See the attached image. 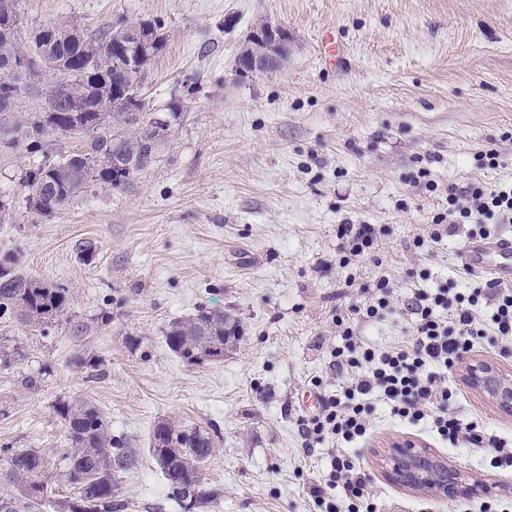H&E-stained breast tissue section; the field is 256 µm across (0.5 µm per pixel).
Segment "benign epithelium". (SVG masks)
Here are the masks:
<instances>
[{
  "label": "benign epithelium",
  "instance_id": "7a95c632",
  "mask_svg": "<svg viewBox=\"0 0 512 512\" xmlns=\"http://www.w3.org/2000/svg\"><path fill=\"white\" fill-rule=\"evenodd\" d=\"M282 29L269 21L257 23L241 45L234 64L235 75L244 71L249 74H265L273 69L265 66L284 49ZM468 378L478 389L496 403L512 404V380L502 376L495 368L486 364H472ZM387 476L408 488L433 495H445L454 488L461 492L468 489L467 479L433 458L430 450L411 442L405 447L389 449L385 459Z\"/></svg>",
  "mask_w": 512,
  "mask_h": 512
}]
</instances>
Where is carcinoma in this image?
<instances>
[{
    "mask_svg": "<svg viewBox=\"0 0 512 512\" xmlns=\"http://www.w3.org/2000/svg\"><path fill=\"white\" fill-rule=\"evenodd\" d=\"M144 25L152 41L133 67L120 70L115 62L137 48L121 26L91 30L63 21L35 28L24 22L18 0H0V155L39 154L18 178L27 209L51 216L89 188L120 189L159 161L184 113L175 104L151 111L140 98L144 68L164 48L158 25ZM70 141L74 146L63 149ZM68 308L66 289L28 277L18 253L0 254V319L15 318L36 332L64 316L80 336L88 326L67 317ZM166 343L189 364L196 355L224 356V310L202 309L172 323ZM57 413L68 445L62 476L75 496L52 500L55 477L42 451L2 444L4 479L16 493L0 495V512L42 501L55 502L56 512H125L115 475L133 465L136 450L112 437L87 401L61 400ZM217 437L170 420L155 426L151 455L179 506L192 500L197 508L209 499L201 464L213 456Z\"/></svg>",
    "mask_w": 512,
    "mask_h": 512,
    "instance_id": "carcinoma-1",
    "label": "carcinoma"
}]
</instances>
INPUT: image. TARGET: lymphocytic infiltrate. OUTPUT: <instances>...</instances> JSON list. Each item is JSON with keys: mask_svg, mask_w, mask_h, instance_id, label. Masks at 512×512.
Wrapping results in <instances>:
<instances>
[{"mask_svg": "<svg viewBox=\"0 0 512 512\" xmlns=\"http://www.w3.org/2000/svg\"><path fill=\"white\" fill-rule=\"evenodd\" d=\"M445 194L447 209L433 216L427 237L416 238L415 247L439 242L460 226L470 236L494 239L499 225L512 223V186L452 183ZM392 312L390 279L382 275L367 301L337 315L342 343L331 351L329 366L344 378L341 393L297 419L305 447L333 445L331 469L311 490L317 512H377L376 496L351 450L366 438L380 407L400 421L429 423L450 446L463 441L487 449L491 467L512 469V440L490 431L481 418L462 420L458 388L448 381L449 370L475 346L512 347V286L484 274L455 294L420 289L402 309L412 324L410 336L383 349L358 336L360 324Z\"/></svg>", "mask_w": 512, "mask_h": 512, "instance_id": "lymphocytic-infiltrate-1", "label": "lymphocytic infiltrate"}]
</instances>
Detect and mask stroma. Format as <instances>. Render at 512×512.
I'll use <instances>...</instances> for the list:
<instances>
[{"label":"stroma","instance_id":"stroma-1","mask_svg":"<svg viewBox=\"0 0 512 512\" xmlns=\"http://www.w3.org/2000/svg\"><path fill=\"white\" fill-rule=\"evenodd\" d=\"M31 25L74 20L158 22L166 47L146 67L149 108L180 102L186 114L149 172L121 190L91 188L44 218L29 212L15 179L26 153L0 157V194L16 215L0 223V253L20 254L33 279L69 288V314L45 333L0 321V346L22 361L0 367V444L39 448L53 471L67 444L54 404L83 399L113 436L136 448L118 473L129 512H181L149 452L154 426L175 420L217 429L202 469L214 495L197 512H314L311 487L330 466L325 445L305 452L296 419L310 381L339 392L329 369L340 344L337 310L363 301L379 270L394 297L419 288L464 285L465 230L415 249L433 215L446 209L441 186L512 183V0H20ZM269 20L288 33L279 71L236 78L235 55L250 29ZM336 59L318 51L325 31ZM498 149L505 164L483 167ZM438 191L413 184L419 169ZM343 224H372V256L341 267ZM97 241L81 260L75 244ZM355 287L344 285L347 274ZM223 309L232 331L224 355L190 365L165 332L201 308ZM110 312L112 322L98 319ZM105 371L87 380L79 359ZM512 374V354L476 347L448 374L461 412L512 434V413L469 386L470 364ZM47 368L38 392L24 374ZM411 440L446 458L512 502V474L490 467L486 449L449 448L425 426L380 415L358 447L381 512H466L474 494L438 497L383 474L389 444Z\"/></svg>","mask_w":512,"mask_h":512}]
</instances>
